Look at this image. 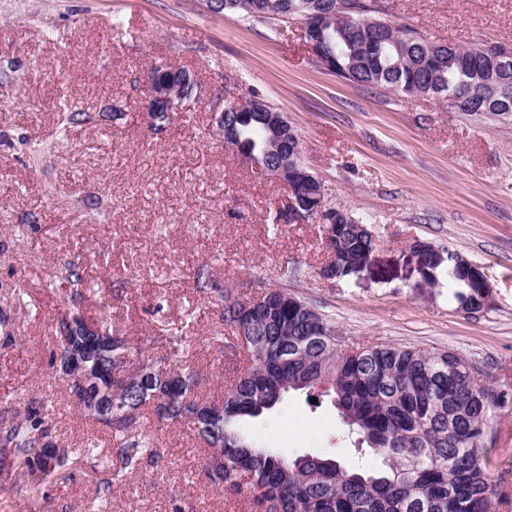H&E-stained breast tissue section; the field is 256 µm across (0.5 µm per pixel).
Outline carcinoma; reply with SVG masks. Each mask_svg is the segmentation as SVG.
<instances>
[{
    "mask_svg": "<svg viewBox=\"0 0 512 512\" xmlns=\"http://www.w3.org/2000/svg\"><path fill=\"white\" fill-rule=\"evenodd\" d=\"M326 11L338 4L361 8L368 3L371 19L356 26L326 25L315 35L336 51V69L348 83L377 88L401 97L430 89L462 112L477 105L484 112L512 111V68L492 71L482 63L486 45L460 52L452 47L433 69L424 61L435 43L419 32L381 16L378 0H318ZM283 12L266 14L268 0H224V12L245 20L281 25L290 22L300 0H281ZM499 87L497 99L481 96L487 83ZM273 108L232 113L227 121L238 129L242 152L263 157L266 125ZM90 116L77 109L64 112L58 137ZM336 266L348 276L366 260L373 238L357 224L335 227ZM416 252L428 268L448 262V281L473 277L471 264L419 242ZM222 320L246 333L247 367L229 381L221 402L193 399L196 373L189 367L174 372L171 382L154 375L131 381L126 406L136 415L124 422H103L115 437V455L122 468H136L154 457L150 436L134 427L142 410L159 411L169 401L168 419L185 420L211 449L217 481L237 493L249 492L265 512H491L493 490L488 481L485 420L502 403L487 397L473 379L474 364L448 351L372 344L345 348L312 305L284 288L263 289L241 300L223 295ZM103 346L88 354L90 373H123L132 347L122 329L104 314L95 327ZM50 365L56 366L64 341L88 328L73 314L55 327ZM292 392L306 397H331L343 423L357 435L359 447L379 459L375 466L344 467L332 452L287 458L259 440L250 420L286 401ZM52 436L40 402L27 407L22 419L0 418V451L10 455L12 473L24 477L9 492L20 512H41L38 486L26 478H42L67 469L71 456L48 453L43 440ZM98 504L112 496V467H104Z\"/></svg>",
    "mask_w": 512,
    "mask_h": 512,
    "instance_id": "carcinoma-1",
    "label": "carcinoma"
}]
</instances>
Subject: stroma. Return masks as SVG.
I'll list each match as a JSON object with an SVG mask.
<instances>
[{"label": "stroma", "instance_id": "obj_1", "mask_svg": "<svg viewBox=\"0 0 512 512\" xmlns=\"http://www.w3.org/2000/svg\"><path fill=\"white\" fill-rule=\"evenodd\" d=\"M380 4L431 41L512 43V0ZM161 62L187 70L199 93L155 131L145 83ZM254 97L294 126L327 205L372 231L360 272L324 280L321 218L274 223L287 186L256 178L225 145L220 110ZM68 105L90 119L54 139ZM417 241L480 267L485 306L462 307L445 269L422 268ZM72 268L92 295L73 294ZM265 288L309 302L348 345L447 350L512 395V113L342 81L314 63L297 20L275 29L212 13L206 0H0V302L24 296L0 321V417L24 415L36 399L59 446L89 436L112 448L48 364L56 321L71 312L89 323L110 312L134 345L127 372L188 366L198 395L220 400L243 347L222 321L219 292L245 299ZM173 333L182 354L165 344ZM141 425L155 456L114 481L106 512H263L214 484L190 425L150 411ZM255 430L288 457L335 447L343 466L365 461L326 400L289 394ZM484 445L494 512H512V402L494 411ZM101 475L82 458L49 476L45 512H91Z\"/></svg>", "mask_w": 512, "mask_h": 512}]
</instances>
